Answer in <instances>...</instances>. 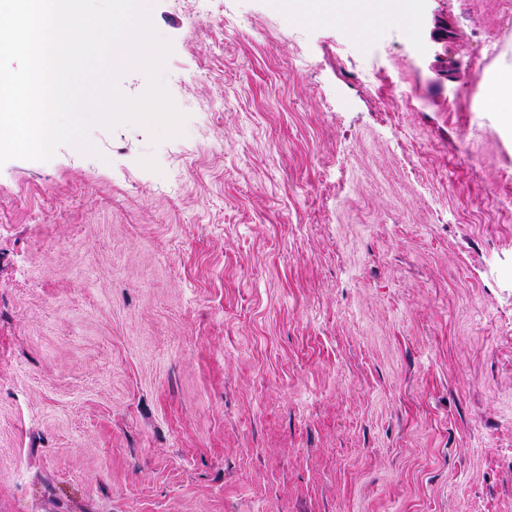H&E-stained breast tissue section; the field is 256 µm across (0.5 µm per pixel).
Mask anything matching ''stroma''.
<instances>
[{"label": "stroma", "instance_id": "stroma-1", "mask_svg": "<svg viewBox=\"0 0 512 512\" xmlns=\"http://www.w3.org/2000/svg\"><path fill=\"white\" fill-rule=\"evenodd\" d=\"M157 0L185 134L0 165V512H512V0ZM286 4L293 13L310 19L347 22L360 30V24L368 16H379L380 20H393L385 13L372 9L368 0H276Z\"/></svg>", "mask_w": 512, "mask_h": 512}]
</instances>
